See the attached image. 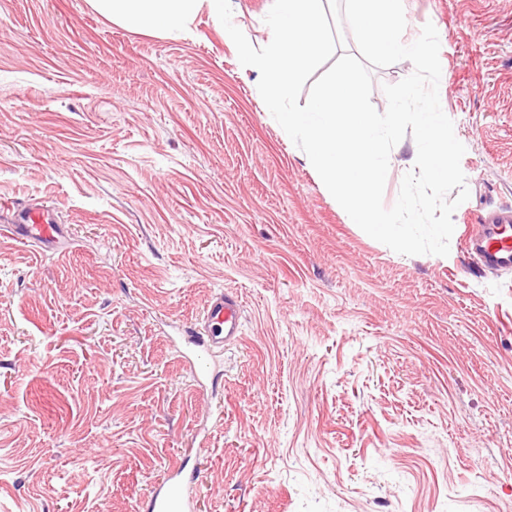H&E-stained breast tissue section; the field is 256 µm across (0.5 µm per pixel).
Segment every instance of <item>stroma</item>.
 Masks as SVG:
<instances>
[{
	"label": "stroma",
	"instance_id": "35a3bbf8",
	"mask_svg": "<svg viewBox=\"0 0 512 512\" xmlns=\"http://www.w3.org/2000/svg\"><path fill=\"white\" fill-rule=\"evenodd\" d=\"M272 4L231 0L254 47ZM404 12L466 148L445 257L351 223L207 9L174 38L0 0V202L66 240L0 224V512H139L182 460L196 512H512V269L462 222L512 208V0ZM225 292L242 338L200 380L185 336ZM1 213L8 216L6 227L16 238L35 241L46 248H53L63 238L59 224H55L49 210L39 204L3 205Z\"/></svg>",
	"mask_w": 512,
	"mask_h": 512
}]
</instances>
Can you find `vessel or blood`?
Returning a JSON list of instances; mask_svg holds the SVG:
<instances>
[{"mask_svg":"<svg viewBox=\"0 0 512 512\" xmlns=\"http://www.w3.org/2000/svg\"><path fill=\"white\" fill-rule=\"evenodd\" d=\"M0 212L8 217L7 228L14 237L35 241L44 247L56 246L63 231L49 210L41 205H6ZM468 249L475 251L486 269L512 268V210L502 209L470 225L465 236ZM240 336V307L228 295L216 297L205 312L196 335L190 337L193 356L200 372H208L211 359L224 342ZM149 512H194L192 482L167 479L158 484L149 500Z\"/></svg>","mask_w":512,"mask_h":512,"instance_id":"obj_1","label":"vessel or blood"}]
</instances>
